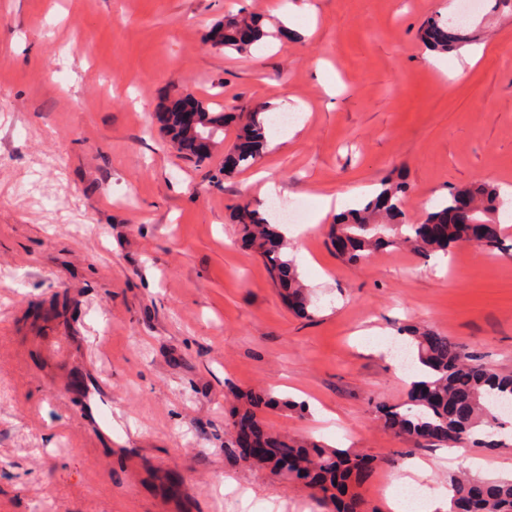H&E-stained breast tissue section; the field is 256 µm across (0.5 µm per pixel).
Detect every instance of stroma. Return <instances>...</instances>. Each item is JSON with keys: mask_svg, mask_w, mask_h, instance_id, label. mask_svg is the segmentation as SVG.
I'll use <instances>...</instances> for the list:
<instances>
[{"mask_svg": "<svg viewBox=\"0 0 512 512\" xmlns=\"http://www.w3.org/2000/svg\"><path fill=\"white\" fill-rule=\"evenodd\" d=\"M460 3L0 0V512L47 500L64 512H332L303 481L239 457L230 421L249 394L273 399L258 413L270 431L376 459L362 512H389L388 489L417 458L445 488L458 466L439 451L398 457L406 442L376 407L405 404L409 386L363 344L414 325L512 371V257L470 246L425 261L395 244L352 266L329 220L303 224L285 240L318 299L303 318L232 214L266 209L257 169L286 204L311 208L400 175L418 221L450 189H512V5L480 0L466 42L437 62L418 38ZM240 13L290 34L244 54L214 48L210 28ZM185 91L241 112L287 98L298 130L225 174L227 128L196 165L153 120ZM63 328L111 399L91 400L111 441L56 400L65 367L41 344ZM501 439L462 457L510 476L512 427Z\"/></svg>", "mask_w": 512, "mask_h": 512, "instance_id": "stroma-1", "label": "stroma"}]
</instances>
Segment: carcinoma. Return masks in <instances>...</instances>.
Listing matches in <instances>:
<instances>
[{
  "label": "carcinoma",
  "instance_id": "obj_1",
  "mask_svg": "<svg viewBox=\"0 0 512 512\" xmlns=\"http://www.w3.org/2000/svg\"><path fill=\"white\" fill-rule=\"evenodd\" d=\"M286 30L267 31L252 15L240 14L215 26L209 41L218 50L231 49L245 53L261 38L281 39ZM419 37L433 51L446 52L465 42L467 34L462 22L431 18L421 28ZM199 112L192 131L185 130L180 113L163 110L159 114L161 130L170 143L190 161L201 164L208 157L195 154V143L207 138L211 148L220 144L224 132V110H215V103L198 100ZM265 108L239 114L236 141H246L250 150L228 153L225 165L231 168L250 165L266 145ZM470 198L473 212L470 219L458 214L456 199ZM404 186L388 178L380 182L376 195L358 207L336 217L330 232L348 234L350 249L344 255L349 264H357L384 247L402 243L423 258L443 252L448 254L458 244L476 240L475 246L488 251H511L512 244L496 232L472 236L475 223H494L499 210L507 204L500 190L490 184L454 188L438 206L426 213L423 221L410 222L403 205ZM236 223L245 241L263 258L270 275L286 291L288 304L303 314H310L312 301L293 271L291 261L282 251V236L276 225L258 212L239 206ZM434 224L437 232L427 235L425 226ZM412 346L410 367L421 365L422 379L411 385L408 403L401 407L385 406L382 414L397 435L411 449L400 452L410 455L417 448L443 445L461 447L477 441L481 434H494L503 429L502 410L512 406V374L498 372L463 353L446 336L433 335L410 327L406 329ZM281 456H270L263 463L276 471L305 480L322 498L332 502L337 495L346 497L343 512H358L361 500L350 492L349 480L360 472L356 454L337 448H326L315 440L300 444L286 438L277 439ZM448 512H512V478L480 480L461 470L448 479Z\"/></svg>",
  "mask_w": 512,
  "mask_h": 512
}]
</instances>
